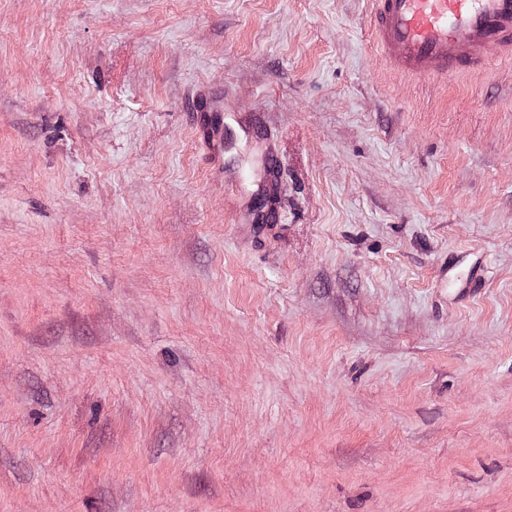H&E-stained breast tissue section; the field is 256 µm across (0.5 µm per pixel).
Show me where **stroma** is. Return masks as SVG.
Returning <instances> with one entry per match:
<instances>
[{
  "label": "stroma",
  "instance_id": "1",
  "mask_svg": "<svg viewBox=\"0 0 512 512\" xmlns=\"http://www.w3.org/2000/svg\"><path fill=\"white\" fill-rule=\"evenodd\" d=\"M371 11L0 0V512H512V60ZM226 94V92L212 90L206 92V111L210 113V127L203 140L209 160L215 165H222L224 162V175L228 172V162L225 161L224 155L229 153L231 149V142L227 138L228 136L230 137L229 129H226L225 135V124L224 132H222L219 123L221 114L224 112V98Z\"/></svg>",
  "mask_w": 512,
  "mask_h": 512
}]
</instances>
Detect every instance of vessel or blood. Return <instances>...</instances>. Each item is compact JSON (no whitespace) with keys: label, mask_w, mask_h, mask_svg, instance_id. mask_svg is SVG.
<instances>
[{"label":"vessel or blood","mask_w":512,"mask_h":512,"mask_svg":"<svg viewBox=\"0 0 512 512\" xmlns=\"http://www.w3.org/2000/svg\"><path fill=\"white\" fill-rule=\"evenodd\" d=\"M375 43L400 72L444 81L483 68L485 50L500 46L512 60V0H372ZM225 95L207 91V154L220 165L231 149L219 120Z\"/></svg>","instance_id":"b4317fda"}]
</instances>
